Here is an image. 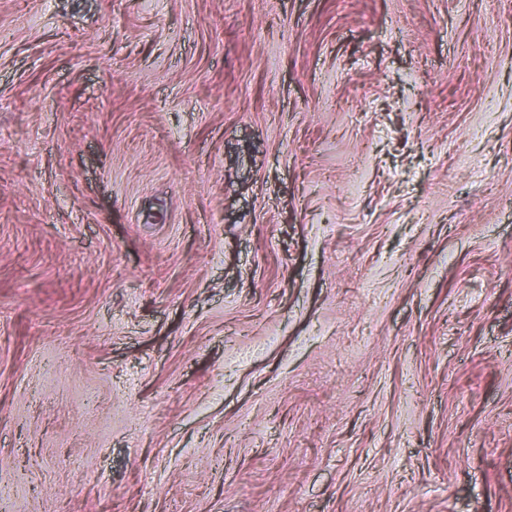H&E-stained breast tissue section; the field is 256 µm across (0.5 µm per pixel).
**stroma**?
Segmentation results:
<instances>
[{"instance_id": "obj_1", "label": "stroma", "mask_w": 512, "mask_h": 512, "mask_svg": "<svg viewBox=\"0 0 512 512\" xmlns=\"http://www.w3.org/2000/svg\"><path fill=\"white\" fill-rule=\"evenodd\" d=\"M0 512H512V0H0Z\"/></svg>"}]
</instances>
